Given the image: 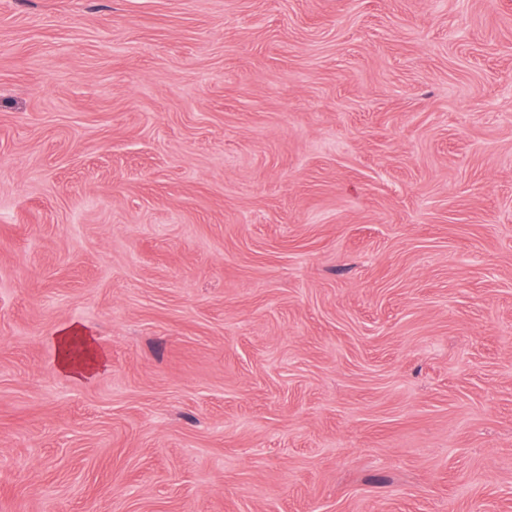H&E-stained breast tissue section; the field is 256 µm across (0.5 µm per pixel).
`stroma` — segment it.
Wrapping results in <instances>:
<instances>
[{
    "label": "stroma",
    "instance_id": "1",
    "mask_svg": "<svg viewBox=\"0 0 512 512\" xmlns=\"http://www.w3.org/2000/svg\"><path fill=\"white\" fill-rule=\"evenodd\" d=\"M0 512H512V0H0ZM75 336H68L64 334L62 336H58V342L63 347V352L61 358L59 360V368L62 372L67 373L71 376H89L98 370L103 364V356L97 353L96 351L89 349L88 358L82 363H76L71 358L68 353V344L70 342V338Z\"/></svg>",
    "mask_w": 512,
    "mask_h": 512
}]
</instances>
